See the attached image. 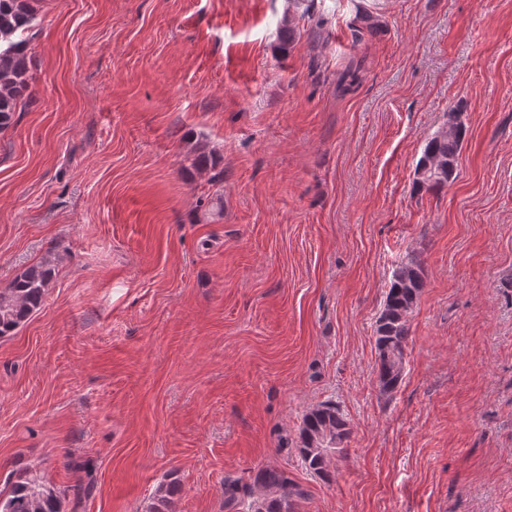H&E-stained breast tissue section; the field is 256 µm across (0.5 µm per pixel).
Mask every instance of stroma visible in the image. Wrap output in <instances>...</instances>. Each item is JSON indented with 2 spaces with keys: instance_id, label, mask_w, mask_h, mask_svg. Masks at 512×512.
<instances>
[{
  "instance_id": "35a3bbf8",
  "label": "stroma",
  "mask_w": 512,
  "mask_h": 512,
  "mask_svg": "<svg viewBox=\"0 0 512 512\" xmlns=\"http://www.w3.org/2000/svg\"><path fill=\"white\" fill-rule=\"evenodd\" d=\"M30 97L0 133V289L56 271L0 338V489L66 512H512V0H34ZM293 18L287 52L277 32ZM460 113L453 180L416 190ZM425 287L382 395L393 269ZM332 402L330 479L297 451ZM86 493L75 496L76 488ZM350 434L349 422L331 403H323L305 413L299 426L297 449L306 468L329 479V466L336 456L343 454ZM254 495L251 512H297V502L304 498L305 491L282 471L265 469L255 477ZM64 494L37 475L19 476L0 491V512H65Z\"/></svg>"
}]
</instances>
